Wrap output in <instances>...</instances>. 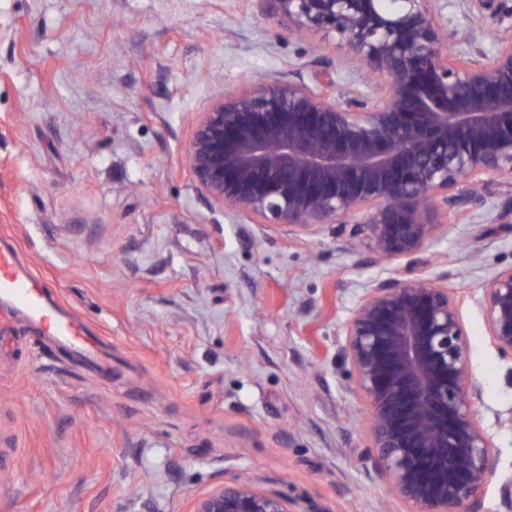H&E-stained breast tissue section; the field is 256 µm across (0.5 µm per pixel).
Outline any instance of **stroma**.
Listing matches in <instances>:
<instances>
[{"label":"stroma","instance_id":"1","mask_svg":"<svg viewBox=\"0 0 512 512\" xmlns=\"http://www.w3.org/2000/svg\"><path fill=\"white\" fill-rule=\"evenodd\" d=\"M357 87L352 50L260 0H0V238L80 321L103 367L16 315L0 343V512H190L250 476L291 512H405L340 359L369 283L449 272L512 512V357L479 302L512 265V184L379 260L350 224L290 234L211 204L181 156L195 113L254 80Z\"/></svg>","mask_w":512,"mask_h":512}]
</instances>
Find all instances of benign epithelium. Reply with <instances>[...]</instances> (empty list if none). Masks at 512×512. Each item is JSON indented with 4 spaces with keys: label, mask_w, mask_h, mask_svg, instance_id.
<instances>
[{
    "label": "benign epithelium",
    "mask_w": 512,
    "mask_h": 512,
    "mask_svg": "<svg viewBox=\"0 0 512 512\" xmlns=\"http://www.w3.org/2000/svg\"><path fill=\"white\" fill-rule=\"evenodd\" d=\"M265 2L294 33L335 34L375 91L340 104L330 80H259L214 101L184 155L210 202L290 233L355 224L376 258L393 260L425 248L432 211H467L494 180H512V9L497 16L493 50L467 29L450 51L440 0ZM449 280L413 270L374 280L343 332L375 466L405 512H474L495 472ZM481 306L493 345L512 356V266L486 282ZM192 512L290 510L239 479Z\"/></svg>",
    "instance_id": "benign-epithelium-1"
}]
</instances>
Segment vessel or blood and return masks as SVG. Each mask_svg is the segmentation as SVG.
<instances>
[{
    "mask_svg": "<svg viewBox=\"0 0 512 512\" xmlns=\"http://www.w3.org/2000/svg\"><path fill=\"white\" fill-rule=\"evenodd\" d=\"M0 305L6 311H22L33 320L48 324L53 336L72 348L81 350L88 358L96 352L83 325L62 314L38 286L34 275L22 268L14 252L0 245Z\"/></svg>",
    "mask_w": 512,
    "mask_h": 512,
    "instance_id": "obj_1",
    "label": "vessel or blood"
}]
</instances>
